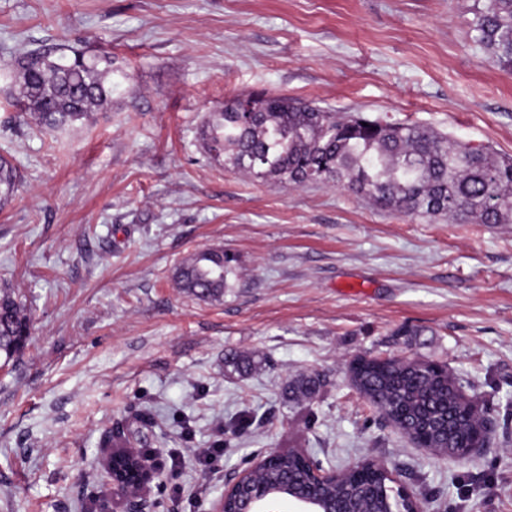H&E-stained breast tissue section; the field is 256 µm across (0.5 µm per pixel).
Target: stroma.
<instances>
[{
    "label": "stroma",
    "mask_w": 512,
    "mask_h": 512,
    "mask_svg": "<svg viewBox=\"0 0 512 512\" xmlns=\"http://www.w3.org/2000/svg\"><path fill=\"white\" fill-rule=\"evenodd\" d=\"M484 0H0V284L34 329L0 361V512H210L273 449L343 469L384 461L422 512H512V224H451L294 188L212 158L200 130L255 92L412 122L512 157V69L474 39ZM112 55V101L42 130L15 105L39 48ZM237 260L219 302L173 274ZM257 354L246 378L227 353ZM446 365L492 422L461 464L416 447L349 380L359 356ZM320 393L286 403L291 379ZM124 431L160 471L106 474ZM224 441L206 480L200 448ZM19 185L16 166L6 156L0 155V208L13 196Z\"/></svg>",
    "instance_id": "1"
}]
</instances>
